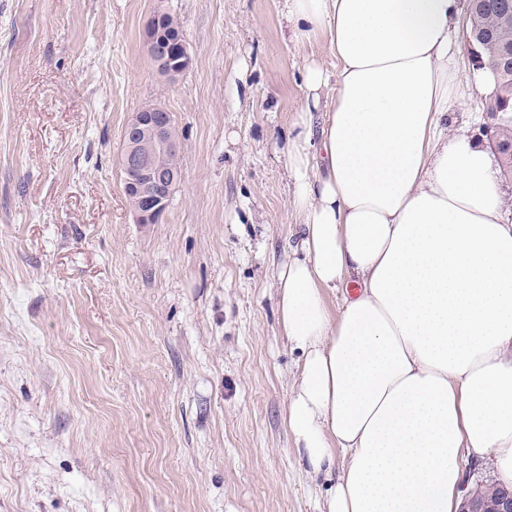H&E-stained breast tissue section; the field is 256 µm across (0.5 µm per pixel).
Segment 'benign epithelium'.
<instances>
[{
    "instance_id": "benign-epithelium-1",
    "label": "benign epithelium",
    "mask_w": 512,
    "mask_h": 512,
    "mask_svg": "<svg viewBox=\"0 0 512 512\" xmlns=\"http://www.w3.org/2000/svg\"><path fill=\"white\" fill-rule=\"evenodd\" d=\"M167 16L165 10H156L142 40L156 71L176 78L190 69L193 57L183 27L167 26ZM179 147L173 116L163 107L141 108L127 120L120 165L124 195L139 200L132 208L135 223L144 227L160 223L178 182L168 163ZM460 512H512V493L501 492L489 500L475 490L466 491Z\"/></svg>"
}]
</instances>
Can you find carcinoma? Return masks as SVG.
Returning a JSON list of instances; mask_svg holds the SVG:
<instances>
[{
    "instance_id": "cac0c4a2",
    "label": "carcinoma",
    "mask_w": 512,
    "mask_h": 512,
    "mask_svg": "<svg viewBox=\"0 0 512 512\" xmlns=\"http://www.w3.org/2000/svg\"><path fill=\"white\" fill-rule=\"evenodd\" d=\"M512 13V0H480L475 24L468 28L467 38L482 51L479 64L489 69L488 84L492 94L486 98L485 109L495 116L490 138L503 146L500 154L502 175L512 176V66L502 59H512V24L499 16Z\"/></svg>"
}]
</instances>
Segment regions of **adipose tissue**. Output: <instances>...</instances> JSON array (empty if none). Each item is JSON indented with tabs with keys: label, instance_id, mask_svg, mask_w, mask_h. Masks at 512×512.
<instances>
[{
	"label": "adipose tissue",
	"instance_id": "adipose-tissue-1",
	"mask_svg": "<svg viewBox=\"0 0 512 512\" xmlns=\"http://www.w3.org/2000/svg\"><path fill=\"white\" fill-rule=\"evenodd\" d=\"M284 5L337 61L308 68L288 152V430L327 512H458L467 462L512 488V224L485 142L448 132L462 2Z\"/></svg>",
	"mask_w": 512,
	"mask_h": 512
}]
</instances>
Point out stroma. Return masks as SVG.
<instances>
[{
	"label": "stroma",
	"mask_w": 512,
	"mask_h": 512,
	"mask_svg": "<svg viewBox=\"0 0 512 512\" xmlns=\"http://www.w3.org/2000/svg\"><path fill=\"white\" fill-rule=\"evenodd\" d=\"M160 8L195 58L173 81ZM291 28L284 0H0V512H324L274 284L305 75L335 60ZM148 103L181 179L144 228L119 158ZM169 14V23L179 24V19L164 9L156 10L143 29V44L158 73L176 78L189 70L193 57L181 25L167 27L163 18Z\"/></svg>",
	"instance_id": "35a3bbf8"
}]
</instances>
